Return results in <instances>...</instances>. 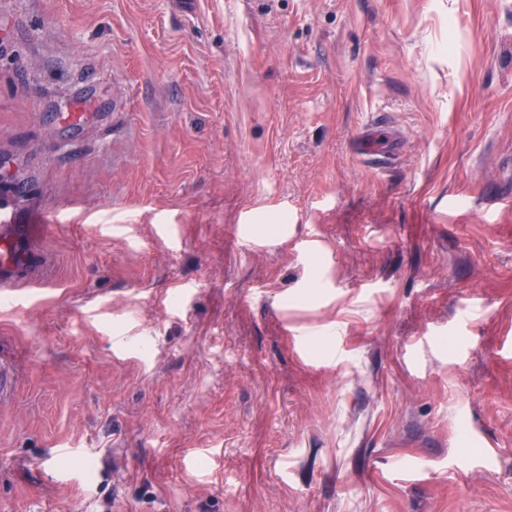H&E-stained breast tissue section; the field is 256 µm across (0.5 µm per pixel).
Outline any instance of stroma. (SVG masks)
I'll return each instance as SVG.
<instances>
[{
  "label": "stroma",
  "instance_id": "stroma-1",
  "mask_svg": "<svg viewBox=\"0 0 512 512\" xmlns=\"http://www.w3.org/2000/svg\"><path fill=\"white\" fill-rule=\"evenodd\" d=\"M0 198V512H512V0H0ZM374 132L373 136L374 140L369 147H366V160L367 162L376 168H386L388 167L394 160L393 153L389 148L390 142V125L389 122L384 119H378L374 124ZM381 133L386 135L387 145L384 146L381 143L375 144V139H380ZM14 217L8 203L0 201V296L10 294L13 301L19 299L18 281L29 262V240L44 227V224H26L28 243L18 237L19 225L12 224ZM16 386V370L13 363L0 356V403L10 400Z\"/></svg>",
  "mask_w": 512,
  "mask_h": 512
}]
</instances>
